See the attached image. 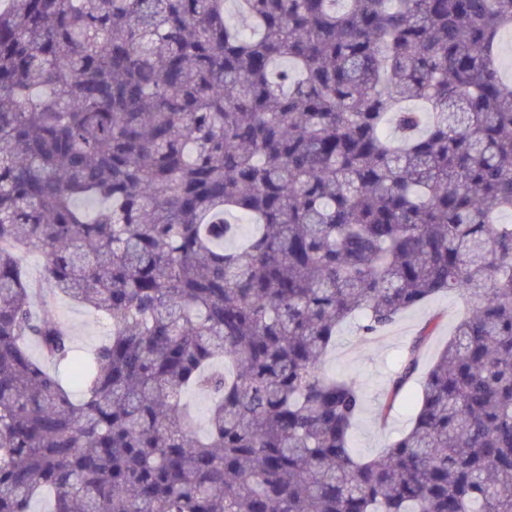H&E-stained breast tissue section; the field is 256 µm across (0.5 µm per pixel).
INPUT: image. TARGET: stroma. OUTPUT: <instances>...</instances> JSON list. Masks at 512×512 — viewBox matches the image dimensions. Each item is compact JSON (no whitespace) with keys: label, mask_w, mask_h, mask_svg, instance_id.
Listing matches in <instances>:
<instances>
[{"label":"stroma","mask_w":512,"mask_h":512,"mask_svg":"<svg viewBox=\"0 0 512 512\" xmlns=\"http://www.w3.org/2000/svg\"><path fill=\"white\" fill-rule=\"evenodd\" d=\"M463 311L464 304L458 295L440 294L420 308L403 313L374 336H363L355 320L339 327L325 368L339 375H356L365 394V407L353 432V446L359 455H377L410 426L413 404L409 401L402 403L386 422L377 418L378 402L406 344L426 324H433L435 331L422 356L423 365H430L451 337ZM53 314L69 326L73 345L80 353L94 348L110 329L109 324L66 297L58 300Z\"/></svg>","instance_id":"35a3bbf8"}]
</instances>
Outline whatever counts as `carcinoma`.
Instances as JSON below:
<instances>
[{"label":"carcinoma","mask_w":512,"mask_h":512,"mask_svg":"<svg viewBox=\"0 0 512 512\" xmlns=\"http://www.w3.org/2000/svg\"><path fill=\"white\" fill-rule=\"evenodd\" d=\"M226 2L0 8V512H512V0ZM440 293L357 455L336 329ZM53 314L69 326L74 339L73 345L78 353L94 348L110 329L109 324L67 297L58 300Z\"/></svg>","instance_id":"1"}]
</instances>
